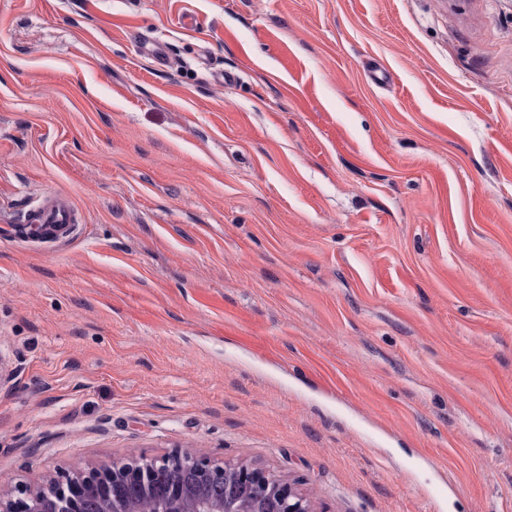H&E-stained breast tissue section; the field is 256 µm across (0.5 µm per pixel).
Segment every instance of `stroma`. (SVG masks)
Here are the masks:
<instances>
[{
  "instance_id": "obj_1",
  "label": "stroma",
  "mask_w": 512,
  "mask_h": 512,
  "mask_svg": "<svg viewBox=\"0 0 512 512\" xmlns=\"http://www.w3.org/2000/svg\"><path fill=\"white\" fill-rule=\"evenodd\" d=\"M56 191L0 234V485L512 512V0H0V225ZM24 224H7L17 236L36 240H57L69 236L75 229L76 214L71 200L62 194H50L28 205ZM29 224L48 225L36 229ZM145 477L157 486L164 500L161 508L141 494ZM200 482L206 483V492L198 491ZM147 501L150 507L144 506ZM0 511L314 512L291 483L260 468L178 449L155 459L63 474L47 486L1 485Z\"/></svg>"
}]
</instances>
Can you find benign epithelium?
I'll return each mask as SVG.
<instances>
[{"label":"benign epithelium","mask_w":512,"mask_h":512,"mask_svg":"<svg viewBox=\"0 0 512 512\" xmlns=\"http://www.w3.org/2000/svg\"><path fill=\"white\" fill-rule=\"evenodd\" d=\"M16 235L57 240L75 225L36 229L13 224ZM152 480L162 506L140 491ZM0 512H313L307 498L260 468L218 461L202 453L173 450L155 459L63 474L45 486L0 487Z\"/></svg>","instance_id":"obj_1"}]
</instances>
